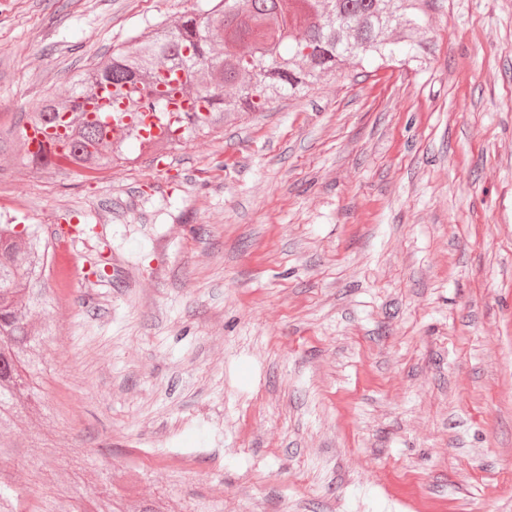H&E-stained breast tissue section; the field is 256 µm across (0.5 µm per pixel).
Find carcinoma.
I'll return each mask as SVG.
<instances>
[{
    "mask_svg": "<svg viewBox=\"0 0 512 512\" xmlns=\"http://www.w3.org/2000/svg\"><path fill=\"white\" fill-rule=\"evenodd\" d=\"M284 2L209 0L201 13L133 37L135 51L112 53L107 63L71 81L66 96L36 107L32 127H55L64 114L69 122L50 155L29 154L28 162L96 172L105 163L129 160L122 152L128 139L158 142L132 126L124 138L115 139L112 127L86 117L80 103L105 84L153 86L163 71L187 73L193 103L191 111L180 113L182 136L166 140L175 149L201 132L217 130L224 113L259 112L269 98L302 93L349 59L395 61L400 50L387 38L388 31L398 26L404 40H415L429 6V0H294L287 9ZM230 84L250 90L227 99L224 86ZM52 258L53 243L41 237L39 225L17 231L13 224H0V457L17 447L5 434L21 418L25 397L39 386L34 357L53 335L52 324L35 326L58 301L49 286ZM68 497L69 490L63 489L34 512H71ZM0 512H27L16 506L1 474Z\"/></svg>",
    "mask_w": 512,
    "mask_h": 512,
    "instance_id": "obj_1",
    "label": "carcinoma"
}]
</instances>
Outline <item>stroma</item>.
I'll list each match as a JSON object with an SVG mask.
<instances>
[{
    "label": "stroma",
    "instance_id": "1",
    "mask_svg": "<svg viewBox=\"0 0 512 512\" xmlns=\"http://www.w3.org/2000/svg\"><path fill=\"white\" fill-rule=\"evenodd\" d=\"M208 0H0V207L76 271L0 461L21 505L512 512V0L82 175L24 157L69 78ZM64 447L32 485L30 432Z\"/></svg>",
    "mask_w": 512,
    "mask_h": 512
}]
</instances>
